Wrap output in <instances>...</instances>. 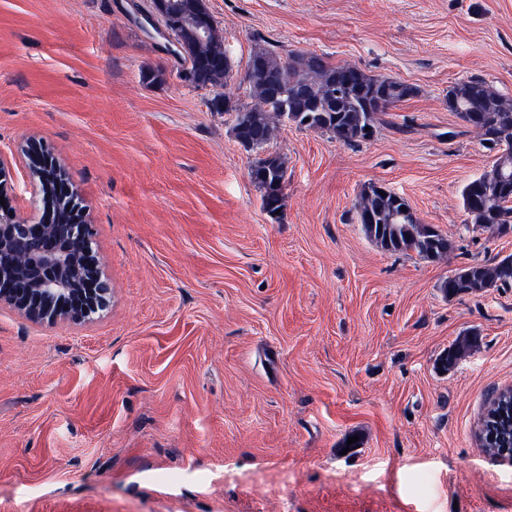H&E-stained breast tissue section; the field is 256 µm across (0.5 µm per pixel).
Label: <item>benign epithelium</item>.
Wrapping results in <instances>:
<instances>
[{"label":"benign epithelium","instance_id":"benign-epithelium-1","mask_svg":"<svg viewBox=\"0 0 512 512\" xmlns=\"http://www.w3.org/2000/svg\"><path fill=\"white\" fill-rule=\"evenodd\" d=\"M156 13L163 21L161 32L170 37L173 30L193 24L199 36L205 38L213 26L206 12L188 16L180 11L173 0L156 3ZM35 165L39 167L33 178L42 186L54 181L56 194L74 205L75 192L70 182L53 169V164L43 162L44 151L33 145L27 149ZM5 171L0 167V196L5 205H0V302H6L36 320H80L87 316L90 299L98 298V306L107 303L109 285L100 280L96 291L89 298L82 297V274L80 256L91 244L92 225L86 223L78 210L68 224L60 223L53 208H48L37 220L20 219L6 197L3 181ZM25 237L39 243V247L24 259H19L16 243Z\"/></svg>","mask_w":512,"mask_h":512}]
</instances>
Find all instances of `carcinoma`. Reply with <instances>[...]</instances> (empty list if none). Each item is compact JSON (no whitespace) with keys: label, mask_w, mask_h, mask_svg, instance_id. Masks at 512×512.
I'll use <instances>...</instances> for the list:
<instances>
[{"label":"carcinoma","mask_w":512,"mask_h":512,"mask_svg":"<svg viewBox=\"0 0 512 512\" xmlns=\"http://www.w3.org/2000/svg\"><path fill=\"white\" fill-rule=\"evenodd\" d=\"M179 47L189 44L191 56H183L204 83H215L231 73L229 56L212 28L209 37L197 41L193 32L175 35ZM250 61L260 65L263 76L249 84L250 94L260 106L246 109L224 96L213 106L236 113L233 126L237 142L247 151L263 147L270 140V117L281 116L279 102L286 101L294 123L305 129L340 135L346 145L366 141V129L376 131L385 111L375 108L374 101L389 97L401 102L416 93L410 85L381 76L367 74L356 66H339L317 54L292 52L281 61L266 50L255 52ZM448 111L461 121L479 129L483 140L498 149L493 166L512 179V105L502 101L486 82L479 79L464 81L448 91ZM250 176L262 189L263 210L271 217L282 208L283 194L279 186L285 181L281 159L269 155L250 170ZM485 175L468 182L461 196L464 210L472 221L482 227L502 231L512 227V191L496 192L485 181ZM357 221L366 233L384 248L398 252H415L421 256H440L448 251V238L431 227L420 224L410 211L409 204L392 194L381 195L377 186L369 187L364 202L357 210ZM512 283V273L505 260L474 264L460 269L442 284L450 295L482 294L491 288ZM472 345L463 337L440 359L446 371ZM485 425L492 426L494 441H485L487 448L499 454L503 446L512 452V404L493 400L485 412Z\"/></svg>","instance_id":"obj_1"}]
</instances>
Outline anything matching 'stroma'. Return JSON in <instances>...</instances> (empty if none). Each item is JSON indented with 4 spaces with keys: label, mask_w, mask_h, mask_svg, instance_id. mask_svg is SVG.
I'll return each mask as SVG.
<instances>
[{
    "label": "stroma",
    "mask_w": 512,
    "mask_h": 512,
    "mask_svg": "<svg viewBox=\"0 0 512 512\" xmlns=\"http://www.w3.org/2000/svg\"><path fill=\"white\" fill-rule=\"evenodd\" d=\"M206 4L233 65L222 87L181 81L183 59L141 27L151 0H0L11 205L42 212L22 148L43 144L111 289L79 322L0 303V512H512V463L477 439L512 385V286L441 289L512 256V229L476 226L461 200L496 152L448 110L472 78L512 105V0ZM258 49L416 94L369 141L275 118L248 151L210 102L258 106L243 82ZM271 154L275 219L250 177ZM371 184L452 249L371 240L356 219Z\"/></svg>",
    "instance_id": "1"
}]
</instances>
